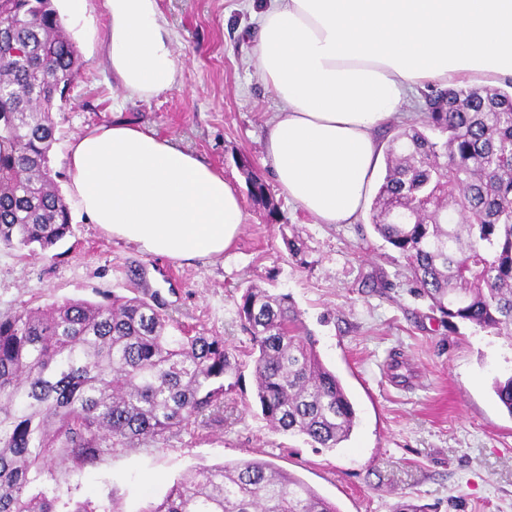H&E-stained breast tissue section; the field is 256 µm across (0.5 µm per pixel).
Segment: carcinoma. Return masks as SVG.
<instances>
[{
	"label": "carcinoma",
	"mask_w": 512,
	"mask_h": 512,
	"mask_svg": "<svg viewBox=\"0 0 512 512\" xmlns=\"http://www.w3.org/2000/svg\"><path fill=\"white\" fill-rule=\"evenodd\" d=\"M52 0H0V244L43 256L73 233L48 153L52 111L78 76ZM418 124L396 125L371 208L448 324L512 340V83L432 88ZM251 197L277 205L252 173ZM255 396L273 429L315 448L348 440L356 412L291 298L245 289L237 306ZM224 339L179 325L142 297L68 300L0 315V512H60L51 464L83 472L105 448L162 444L232 385ZM494 392L512 416V374ZM143 512H339L263 461L201 468Z\"/></svg>",
	"instance_id": "obj_1"
}]
</instances>
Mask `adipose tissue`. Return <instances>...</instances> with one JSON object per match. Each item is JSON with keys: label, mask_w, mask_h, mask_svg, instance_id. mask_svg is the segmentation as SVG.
<instances>
[{"label": "adipose tissue", "mask_w": 512, "mask_h": 512, "mask_svg": "<svg viewBox=\"0 0 512 512\" xmlns=\"http://www.w3.org/2000/svg\"><path fill=\"white\" fill-rule=\"evenodd\" d=\"M107 61L128 97L177 85L157 0H106ZM254 51L277 102L264 163L316 223L351 224L378 166L379 132L415 87L512 76V0H267ZM91 223L175 261L222 256L247 217L223 174L177 140L115 121L67 151Z\"/></svg>", "instance_id": "ef3b65f1"}]
</instances>
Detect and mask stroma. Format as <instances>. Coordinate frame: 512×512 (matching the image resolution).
Returning a JSON list of instances; mask_svg holds the SVG:
<instances>
[{"label": "stroma", "mask_w": 512, "mask_h": 512, "mask_svg": "<svg viewBox=\"0 0 512 512\" xmlns=\"http://www.w3.org/2000/svg\"><path fill=\"white\" fill-rule=\"evenodd\" d=\"M75 42L80 74L54 110L49 165L68 190L73 137L120 119L178 139L224 175L248 220L220 258L178 263L113 238L72 209L73 234L56 253L30 257L0 246V314L67 299L159 297L182 326L223 337L234 388L224 414L159 445L117 448L83 473L56 469L63 500L142 512L194 469L259 459L291 474L339 512H512V416L494 394L512 372V341L442 323L420 296L402 256L373 230L369 212L352 224H318L283 195L269 216L249 194L247 171L266 175L264 133L276 110L254 55L251 0H158L183 65L176 88L138 99L112 82L104 58L106 0L72 16L53 0ZM304 244L295 261L286 242ZM290 294L323 363L357 413L348 441L327 450L272 429L255 401L250 343L237 315L244 289Z\"/></svg>", "instance_id": "obj_1"}]
</instances>
